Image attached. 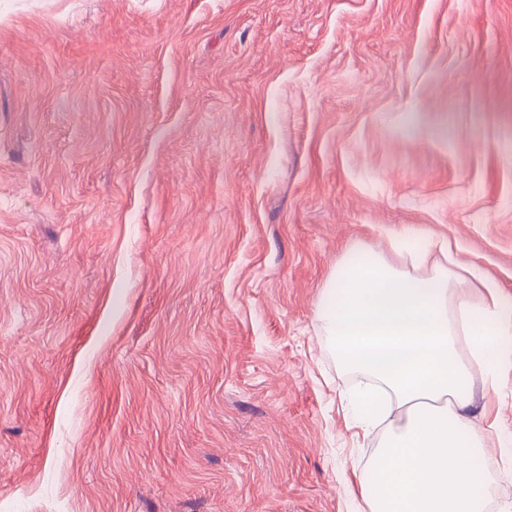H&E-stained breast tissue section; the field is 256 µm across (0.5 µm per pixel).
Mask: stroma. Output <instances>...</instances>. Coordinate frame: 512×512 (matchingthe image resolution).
<instances>
[{
	"label": "stroma",
	"mask_w": 512,
	"mask_h": 512,
	"mask_svg": "<svg viewBox=\"0 0 512 512\" xmlns=\"http://www.w3.org/2000/svg\"><path fill=\"white\" fill-rule=\"evenodd\" d=\"M427 234L512 316V0H0V512H366L322 289Z\"/></svg>",
	"instance_id": "stroma-1"
}]
</instances>
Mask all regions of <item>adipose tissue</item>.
<instances>
[{"label":"adipose tissue","instance_id":"adipose-tissue-1","mask_svg":"<svg viewBox=\"0 0 512 512\" xmlns=\"http://www.w3.org/2000/svg\"><path fill=\"white\" fill-rule=\"evenodd\" d=\"M427 254L390 260L375 249L341 259L318 319L340 366L368 384L346 404L363 435L378 434L353 490L369 512H484L475 459L486 441L469 414L476 374L493 379L512 322L476 266Z\"/></svg>","mask_w":512,"mask_h":512}]
</instances>
